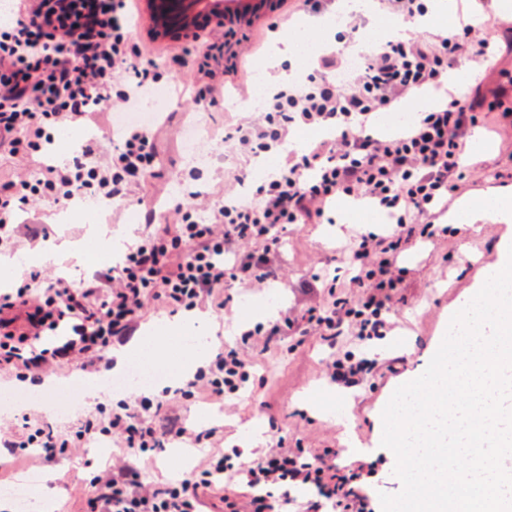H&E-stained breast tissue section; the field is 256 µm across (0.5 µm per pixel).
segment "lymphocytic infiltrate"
I'll return each instance as SVG.
<instances>
[{
    "label": "lymphocytic infiltrate",
    "mask_w": 512,
    "mask_h": 512,
    "mask_svg": "<svg viewBox=\"0 0 512 512\" xmlns=\"http://www.w3.org/2000/svg\"><path fill=\"white\" fill-rule=\"evenodd\" d=\"M132 0H18L14 24L0 26V150L21 160L50 143V127L94 112L132 110L156 84L152 67L138 66L145 47L132 40ZM219 37L182 47L169 58L198 62L204 80L192 85L197 111L224 101V85L212 78L210 60L220 58ZM487 44L471 26L436 37L391 39L366 54L360 67L348 55L317 57L303 84L269 94L254 119L238 123L229 149L254 157L283 145L292 127L326 128L330 137L301 154L287 155L251 194L228 191L206 219L177 205L176 220L143 234L110 273L74 288L64 282L32 292L30 286L0 296V372L19 382H39L60 360L93 369L104 353L142 321L149 304L171 311L211 307L232 310L241 289L278 279L272 258L280 250L274 231L284 224L323 223L336 196L362 199L388 220L384 235L359 234L344 255L345 284L322 283L312 301L288 309L269 328L244 332L233 347L219 348L188 379L180 396L204 393L218 401L263 389L256 353L278 349L281 339L303 344L316 336L332 348L329 382L358 386L374 360L340 351L341 338L356 346L384 339L390 315L403 302L401 254L420 235L435 237L430 220L438 203L466 174L460 165L464 140L496 102L482 95L448 93V75L460 58L482 62ZM446 90L437 106L422 112L400 134L374 136L375 114L423 89ZM118 145L96 162V140L85 141L73 163L43 165L36 179L0 178V244L14 243L18 207L75 195L123 199L130 186L156 174L154 130L147 124L113 128ZM261 253H252V246ZM218 428L199 431L172 414L167 402L142 392L99 407L73 430H59L23 415L17 433L0 444L23 454L31 448L72 452L107 438L122 451L123 465L102 470L87 485L84 512H203L204 499L219 494L224 512H274L275 489L311 488L315 498L295 502L294 512H377L371 488L377 472L363 459L332 463L336 451L311 457L306 449L277 441L260 461L245 465L217 447ZM204 449L189 478L158 482L143 478L137 462H149L164 441Z\"/></svg>",
    "instance_id": "f902f5d3"
}]
</instances>
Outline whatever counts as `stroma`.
<instances>
[{"label": "stroma", "mask_w": 512, "mask_h": 512, "mask_svg": "<svg viewBox=\"0 0 512 512\" xmlns=\"http://www.w3.org/2000/svg\"><path fill=\"white\" fill-rule=\"evenodd\" d=\"M137 25L134 40H150V20L145 0L136 4ZM457 19L472 24L488 42L489 60L483 64L464 62L454 71L450 89L461 93L482 90L492 93L512 80V51L501 39L504 23L487 7L485 0H460ZM307 16L298 0H274L272 6L261 9L251 24L243 25L239 43L233 44L231 56L218 67L224 80V103L203 114H195L189 87L196 79L193 59H186L177 68L169 67L164 56L177 47L174 39L153 41L159 59L157 86L166 93L167 103L159 108L156 125V148L159 177L142 186L132 188L129 197L136 200L133 208L98 207L94 197H85L73 207L43 201L18 211L16 222L22 233L17 245L6 248L14 259L11 279L15 285L28 281L30 273H39L38 287L45 288L56 279H65L78 285L103 272L112 263L110 254H103L97 262L77 260L69 249L77 244L87 249L91 242L107 243L109 237L123 241L135 239L146 229L144 215L154 212L164 219L176 200L191 202L200 208L221 200L225 187L231 186V174L244 169L250 182L262 180L277 169L280 158L271 154L255 163L233 157L225 161L226 150L222 137L232 131L238 116L249 112L252 95V74L264 65L272 49L274 36L284 30L298 27ZM358 28L350 30L345 18H337L335 41L341 42L345 52L361 54L368 42L378 40L381 27H396L397 21L370 10L356 16ZM252 48L243 70L233 67L234 54L242 48ZM112 117L99 112L78 125L52 130L51 151L55 163H72L78 156L77 147L68 146L64 139L69 134L91 136L101 143L102 156L113 150ZM491 141V153L466 146L463 163L470 170L469 177L459 182L457 195H482L492 188L512 187V125L501 120L498 111L488 112L481 129ZM98 212L102 234L91 231L86 215ZM328 224H291L278 228L276 234L284 242L276 261L281 271L278 281L255 291L242 292L241 303L235 304L232 314L218 318L207 314L204 326L208 335L217 337L220 344H234L245 325L266 322V308L284 310L293 303L295 288L311 276H334L343 266L341 249L356 233L372 228L383 220L374 210L361 213H343L332 208ZM504 227L495 222L484 224L479 233L463 236L452 233L438 241H422L403 255L400 264L407 274L403 283L407 303L402 306L396 327L382 357L401 358L399 374L378 368L368 378L364 388L351 392L325 384L323 372L328 350L318 337H306L298 348L281 346L276 357L261 360V367L274 369L260 398L247 396L226 402H186L173 399L172 406L195 427L221 426L225 445L232 446L247 440L243 426L254 420L263 426L261 450L274 443L266 426L276 420L287 444L302 443L312 454L332 448L337 461L350 459L351 448H358L360 456L380 460V479L376 492L397 494L402 488L394 474L395 455L382 446L383 423L381 414L395 389L422 374L438 349L452 315L469 301V294L477 285L485 283L484 270L495 265L497 246ZM102 379V372L88 374L75 363L61 360L49 372L45 381L35 389L20 390L13 382L0 378V390L15 393L17 403L14 415L37 413L57 428L74 426L80 417L92 413L93 407L82 404L78 413L61 417L42 401L45 393L61 395L74 381L88 378ZM112 447H91L68 456L52 457L40 474L42 482L34 492L39 512H80L83 499L80 491L99 470L111 464L118 456ZM202 454L178 448L162 451L156 461L142 470L143 475L155 480L183 478L198 466Z\"/></svg>", "instance_id": "1"}]
</instances>
